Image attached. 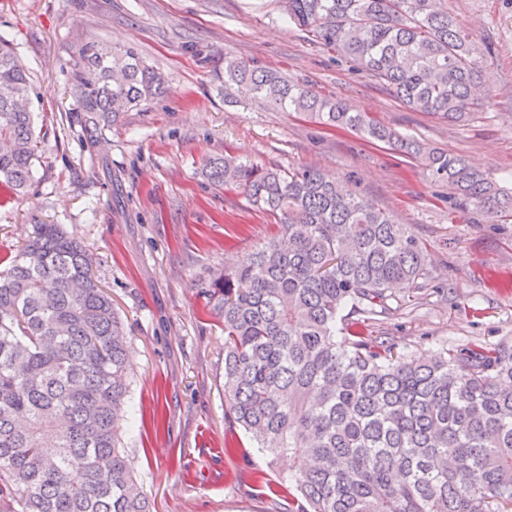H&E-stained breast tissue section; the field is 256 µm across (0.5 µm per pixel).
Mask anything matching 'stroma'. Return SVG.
I'll return each instance as SVG.
<instances>
[{"label": "stroma", "mask_w": 512, "mask_h": 512, "mask_svg": "<svg viewBox=\"0 0 512 512\" xmlns=\"http://www.w3.org/2000/svg\"><path fill=\"white\" fill-rule=\"evenodd\" d=\"M483 66L482 105L450 122L405 107L351 63L309 41L273 0H0V37L30 72L46 134L21 197L0 186V259L32 225L57 224L92 253L128 334L125 447L152 512H274L294 472L231 418L224 335L202 282L249 263L281 227L235 186L208 183L231 152L265 167H313L423 243L428 288L397 295L369 329L428 360L473 341L512 343V216L461 209L415 161L350 130L224 99V60L269 67L370 113L420 144L465 157L512 191V0H448ZM89 42L131 47L165 76L162 92L89 139L72 70Z\"/></svg>", "instance_id": "1"}]
</instances>
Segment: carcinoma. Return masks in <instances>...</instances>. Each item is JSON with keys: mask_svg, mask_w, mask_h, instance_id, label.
<instances>
[{"mask_svg": "<svg viewBox=\"0 0 512 512\" xmlns=\"http://www.w3.org/2000/svg\"><path fill=\"white\" fill-rule=\"evenodd\" d=\"M311 40L448 120L475 106L482 65L447 0H275ZM89 129L161 92L132 48L83 45L73 71ZM29 73L0 38V182L20 195L41 148ZM224 91L349 128L420 163L477 213L512 195L463 157L352 112L281 73L224 58ZM279 217L252 262L199 289L224 326V402L271 456L298 462L288 512H512V349L473 343L422 363L366 321L395 291L426 286L424 247L311 168L207 162ZM363 315L350 323L345 308ZM126 336L93 259L55 224H36L0 270V512H150L119 430L129 389Z\"/></svg>", "mask_w": 512, "mask_h": 512, "instance_id": "cac0c4a2", "label": "carcinoma"}]
</instances>
